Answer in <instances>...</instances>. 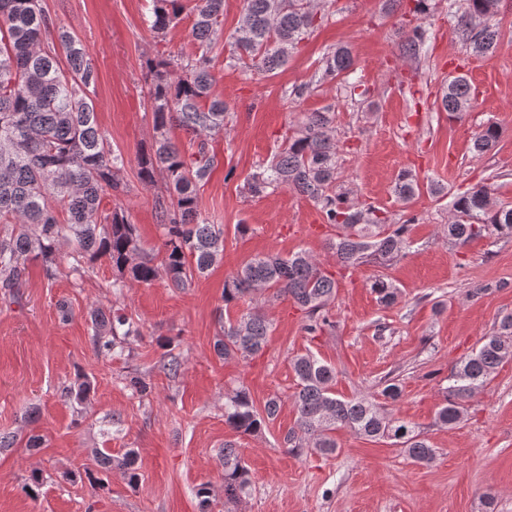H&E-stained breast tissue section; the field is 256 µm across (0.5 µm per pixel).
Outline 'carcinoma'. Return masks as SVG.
Instances as JSON below:
<instances>
[{"mask_svg": "<svg viewBox=\"0 0 512 512\" xmlns=\"http://www.w3.org/2000/svg\"><path fill=\"white\" fill-rule=\"evenodd\" d=\"M185 0H152L149 28L165 36L185 10ZM191 37L198 55L186 64L157 57L146 60L145 78L153 115V143L138 158L143 184L154 185L162 176L167 195L158 197L157 218L163 229L162 248L145 251L135 225L120 208L105 213L102 197L121 190L122 154L112 149L102 131L94 100L99 79L95 59L83 43L59 26L38 0H0V224L19 231L0 232V297L14 300L26 277L28 263L39 261L45 275L54 279L61 271V248L70 243L83 264L72 268L80 275L104 259L114 273L112 292L122 294L130 282L150 284L164 278L176 289L192 286L224 255V225L203 218L198 188L218 165L208 138L224 133L229 108L214 91L215 77L208 56L211 43L220 38L224 0H193ZM499 0H448V12L470 51L493 53L499 45L492 24ZM324 21L314 0H242L241 16L230 43V60L260 74L278 73L293 51ZM427 30L415 26L403 36V55L415 57L423 49ZM65 53L60 65L56 47ZM354 70L351 51L338 46L324 58L321 78L349 81ZM471 86L455 77L437 101L438 110L452 121L471 107ZM177 125L199 138L196 149L182 152L168 136ZM499 129L489 124L477 134L473 149L483 155L493 150ZM339 145L335 111L328 106L305 114L296 131L286 137L272 161L256 168L243 184L251 196L290 189L314 201L324 223L336 230L328 247L336 264L355 268L365 263L388 267L412 245L415 218L391 222L386 212L350 197L337 185ZM418 185L403 173L395 193L412 198ZM454 219L444 225L445 238L463 245L483 237H512V207L498 205L490 189L478 185L454 197ZM338 281L306 251L286 257L255 256L224 280V306L250 301L247 311L228 321L216 336L214 350L221 358L252 359L268 345L272 323L259 296L268 290L293 300L306 314L304 331L314 335L331 326L329 306L336 299ZM370 288L379 303L397 304L400 290L385 275L375 276ZM93 343L99 352L132 355L128 342L141 332L125 308L92 311ZM512 360V316L500 322L499 331L483 339L472 354L452 367L436 423L456 426L467 412V401L480 391L505 361ZM296 377L293 406L297 419L283 438L284 447L297 456L331 455L339 445L336 430L347 428L370 439H390L414 463L426 465L436 455L425 432L389 411L402 388L393 378L384 381L378 400L371 395L342 399L336 396V369L307 352L291 360ZM179 357L163 356L156 368L175 377ZM140 397L152 392L142 375L127 377ZM280 398L269 397L256 406L249 388L224 392V424L240 435L258 436L275 421ZM224 500L236 505L251 489L250 471L239 449L224 444ZM96 464L123 472L130 487L140 474L136 451L120 457L93 451Z\"/></svg>", "mask_w": 512, "mask_h": 512, "instance_id": "cac0c4a2", "label": "carcinoma"}]
</instances>
